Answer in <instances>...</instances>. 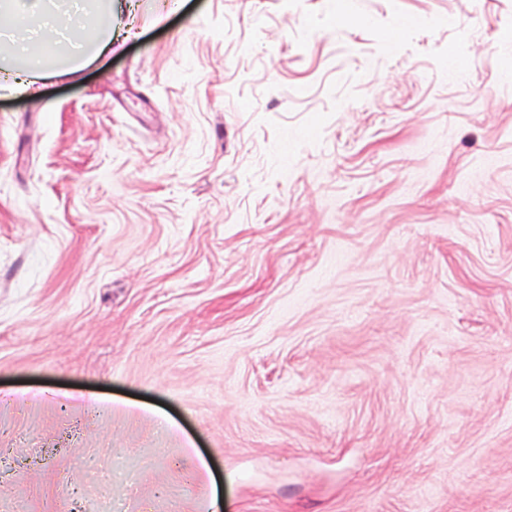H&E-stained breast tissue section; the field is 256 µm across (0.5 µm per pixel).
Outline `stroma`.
<instances>
[{
    "instance_id": "1",
    "label": "stroma",
    "mask_w": 512,
    "mask_h": 512,
    "mask_svg": "<svg viewBox=\"0 0 512 512\" xmlns=\"http://www.w3.org/2000/svg\"><path fill=\"white\" fill-rule=\"evenodd\" d=\"M0 94V512H512V0H136Z\"/></svg>"
}]
</instances>
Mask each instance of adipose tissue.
I'll return each mask as SVG.
<instances>
[{"label": "adipose tissue", "mask_w": 512, "mask_h": 512, "mask_svg": "<svg viewBox=\"0 0 512 512\" xmlns=\"http://www.w3.org/2000/svg\"><path fill=\"white\" fill-rule=\"evenodd\" d=\"M112 0H0V91L25 95L56 77L49 51L64 50L69 71L111 54L120 41Z\"/></svg>", "instance_id": "ef3b65f1"}]
</instances>
